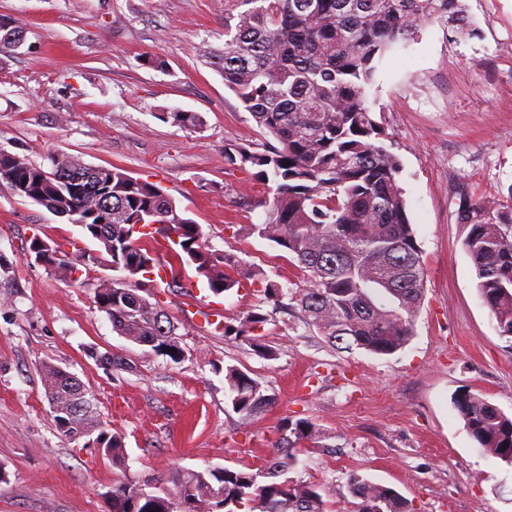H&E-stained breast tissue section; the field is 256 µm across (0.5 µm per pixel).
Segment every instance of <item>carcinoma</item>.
<instances>
[{"instance_id":"1","label":"carcinoma","mask_w":512,"mask_h":512,"mask_svg":"<svg viewBox=\"0 0 512 512\" xmlns=\"http://www.w3.org/2000/svg\"><path fill=\"white\" fill-rule=\"evenodd\" d=\"M446 24L461 36L473 34L463 0H224V48L211 64L263 134L272 138L262 152L225 149L231 164H248L271 184L272 201L261 224L243 227L288 251L308 272V285L292 294L303 322L341 352L363 349L379 356L406 347L425 291L426 269L397 182L400 160L384 143L383 131L367 106L377 64L404 48L425 27ZM184 128L203 125L196 112H172ZM51 168L0 151V182L28 183L33 202L73 223L98 224L97 177L77 158L65 164L50 157ZM84 176L83 196L68 191L72 172ZM112 223L96 238L99 252L121 267L129 284L95 291V302L112 328L129 341L152 347L178 363L183 349L177 327L159 304L144 295L138 276L153 273L154 251L133 231L143 222L151 238L206 279L216 295L233 289L240 261L206 244L201 225L169 216L175 205L156 184L114 167ZM458 221L477 289L499 335L512 339V190L504 199L461 197ZM178 240H173L172 235ZM86 250L59 258L46 249L43 265L65 281L74 267L87 266ZM264 294L278 300L281 285L261 270ZM267 316L251 312L224 335L247 342L265 359L276 351L258 331ZM57 431L70 440L92 439L115 465L126 459L121 435L101 425L94 397L75 377L50 364L41 368ZM233 411L251 417L267 398L261 384L234 366L224 367ZM454 405L482 450L512 464V416L483 396L462 392ZM289 435L253 469L207 467L176 470L156 482L120 480L112 485V512H333L335 490L318 482L286 477L298 464L300 448L322 435L314 422L287 421ZM348 491L357 512H414L394 489L353 474Z\"/></svg>"}]
</instances>
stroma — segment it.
<instances>
[{
	"label": "stroma",
	"mask_w": 512,
	"mask_h": 512,
	"mask_svg": "<svg viewBox=\"0 0 512 512\" xmlns=\"http://www.w3.org/2000/svg\"><path fill=\"white\" fill-rule=\"evenodd\" d=\"M475 29L460 37L442 24L421 30L378 66L368 106L401 161L397 178L427 277L414 336L378 357L337 353L304 323L294 301L267 299L251 270L282 287L304 288L290 255L239 235L264 219L270 197L252 167L229 165L224 148L263 151L266 140L221 74L206 62L224 46V0H0L19 19L23 46L0 53V150L48 166L65 154L116 166L155 183L208 245L240 261L239 284L216 295L194 269L179 279L151 275L145 288L178 327L174 363L117 335L85 280H122L106 264L58 280L30 260L40 238L61 252L93 249L76 225L0 182V512H112V484L166 477L179 468L257 467L306 418L324 433L302 449L290 477L332 485L338 512H354L357 474L391 487L415 512H512V466L486 455L454 407L462 390L512 414V342L499 336L476 288L457 222L461 196L512 191V0H464ZM164 59L165 70L144 64ZM174 110L204 125L173 123ZM221 324L199 317L203 305ZM267 314L273 359L225 335L250 312ZM128 364L116 370L101 356ZM77 377L101 422L125 436L127 458H111L55 428L41 366ZM251 372L267 405L233 411L224 368Z\"/></svg>",
	"instance_id": "stroma-1"
}]
</instances>
